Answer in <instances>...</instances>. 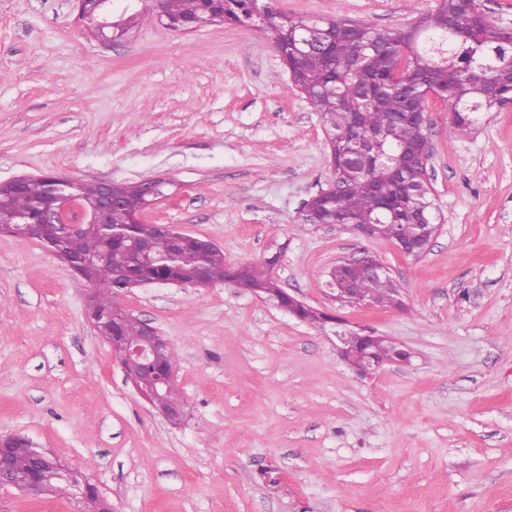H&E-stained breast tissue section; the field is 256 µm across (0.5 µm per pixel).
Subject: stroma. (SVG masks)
Here are the masks:
<instances>
[{
  "mask_svg": "<svg viewBox=\"0 0 512 512\" xmlns=\"http://www.w3.org/2000/svg\"><path fill=\"white\" fill-rule=\"evenodd\" d=\"M438 0H280L293 18L406 26ZM148 0L103 42L74 0H0V183L167 180L142 216L210 240L225 264L270 262L310 323L229 282L150 284L121 304L178 352L169 424L87 318L86 281L41 241L0 234V436L84 461L114 512H512V106L448 133L430 99L428 186L442 227L418 258L304 220L333 179L321 112L272 34L180 33ZM366 249L397 306L338 307L339 257ZM410 352L357 374L330 336Z\"/></svg>",
  "mask_w": 512,
  "mask_h": 512,
  "instance_id": "35a3bbf8",
  "label": "stroma"
}]
</instances>
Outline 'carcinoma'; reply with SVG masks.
Here are the masks:
<instances>
[{"label": "carcinoma", "instance_id": "carcinoma-1", "mask_svg": "<svg viewBox=\"0 0 512 512\" xmlns=\"http://www.w3.org/2000/svg\"><path fill=\"white\" fill-rule=\"evenodd\" d=\"M276 0H159L160 14L172 21L187 18L237 23L253 17V11L264 15L275 42L288 61V70L295 86L310 93L314 105L322 113L329 143L334 150L358 151L365 144L368 132H387L390 142L385 156L365 168H337L334 178L343 182V189L308 203L307 223L348 220L370 224L380 220V233L390 231L391 224H434L437 216L434 203L421 183L414 167L401 166L396 160L397 140L425 136V129L410 128L402 123L409 109V97L419 96L426 87H433L437 97L448 104V134H463L471 129L482 112L499 108L498 100L512 98V24L480 14L479 0H439L437 10L407 27L376 30L358 22L353 32L328 57L323 44L328 42L324 31L350 25V20L312 23L292 18L276 5ZM403 54L407 64L400 86L387 88L376 95L378 86L387 82L395 58ZM45 184L32 182L27 191L19 193L0 187V199L14 214L36 218L42 205ZM142 206L141 195L133 190L126 208L113 216L121 225H132L139 243L147 248L143 258L164 255L169 245L158 225L135 219ZM48 247L64 262L73 265L86 256H99L105 251L104 239L96 232H87L72 241L57 237L42 228ZM210 282L224 281L228 268L224 253L213 247L203 255ZM125 260L121 249L112 253V260L101 259L87 273L94 287L92 301L101 310L121 308L115 287L117 265ZM198 254L139 265L131 269L137 276H157L193 284ZM240 284L254 292L278 301L283 308L292 306L274 279L262 268L245 270ZM398 287L390 278H360L355 289L342 291L344 306L372 301L395 306ZM369 342L373 358L385 362L396 357L405 362L409 354L380 336L351 334L352 348ZM36 463L24 442L17 443L13 453V474L20 483L28 481Z\"/></svg>", "mask_w": 512, "mask_h": 512}]
</instances>
